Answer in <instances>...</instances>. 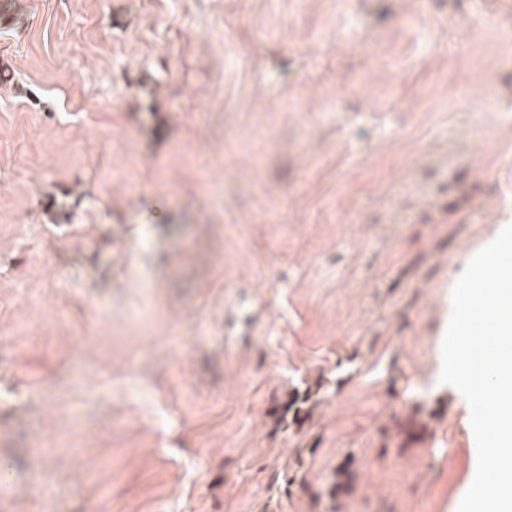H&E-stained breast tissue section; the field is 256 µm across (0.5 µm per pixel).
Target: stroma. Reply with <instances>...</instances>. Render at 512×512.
Listing matches in <instances>:
<instances>
[{
  "instance_id": "1",
  "label": "stroma",
  "mask_w": 512,
  "mask_h": 512,
  "mask_svg": "<svg viewBox=\"0 0 512 512\" xmlns=\"http://www.w3.org/2000/svg\"><path fill=\"white\" fill-rule=\"evenodd\" d=\"M22 5L0 512H457L477 454L442 342L512 223V0ZM319 389V387H318ZM318 389L311 394L310 389H308L303 397H300L298 394L288 403L285 410L279 415V419L281 422H285L288 427L291 424H295L300 429L305 423L306 419L310 417L311 408L312 407H303L302 405L306 404L309 400H311L312 396L317 394ZM292 412L291 421L288 422V416Z\"/></svg>"
}]
</instances>
